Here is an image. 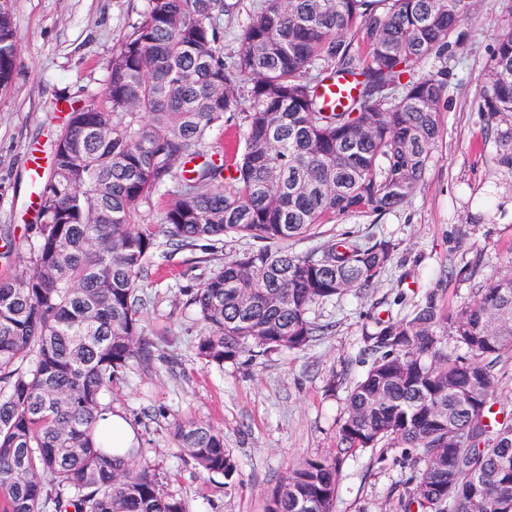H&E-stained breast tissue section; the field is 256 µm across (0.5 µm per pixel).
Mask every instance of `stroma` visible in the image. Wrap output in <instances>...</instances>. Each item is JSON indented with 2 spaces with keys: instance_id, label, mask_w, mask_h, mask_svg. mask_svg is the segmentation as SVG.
Listing matches in <instances>:
<instances>
[{
  "instance_id": "35a3bbf8",
  "label": "stroma",
  "mask_w": 512,
  "mask_h": 512,
  "mask_svg": "<svg viewBox=\"0 0 512 512\" xmlns=\"http://www.w3.org/2000/svg\"><path fill=\"white\" fill-rule=\"evenodd\" d=\"M20 38L15 76L0 90V269L16 275L29 257L36 210L34 164H47L70 103L101 94L112 54L144 15L147 0H10ZM512 0H473L448 55L441 137L425 177L407 204L383 215H343L326 235L382 237L398 245L388 269L365 294L345 292L313 307L324 335L301 353L284 351L244 365L216 367L194 352L204 330L187 291L251 240L225 238L221 251L181 246L159 236L138 297L142 325L157 360L133 367L102 396L136 427L164 492L188 512H264L290 466L336 454V431L351 387L368 368L360 354L371 318L408 313L435 294L455 307L490 282L512 275V171L499 166L481 94ZM475 262L469 280L451 268ZM195 419L224 433L239 480L225 488L184 458L171 440L175 419ZM408 472L376 464L371 450L347 454L334 512H402Z\"/></svg>"
}]
</instances>
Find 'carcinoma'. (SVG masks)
Returning <instances> with one entry per match:
<instances>
[{
    "label": "carcinoma",
    "instance_id": "cac0c4a2",
    "mask_svg": "<svg viewBox=\"0 0 512 512\" xmlns=\"http://www.w3.org/2000/svg\"><path fill=\"white\" fill-rule=\"evenodd\" d=\"M472 6L260 0L226 57L221 20L237 0H148L102 95L73 109L56 138L29 266L0 279V512H186L140 448L117 458L94 439L110 411L104 392L156 360L136 293L159 235L209 249L227 236L256 242L190 291L209 327L194 345L200 359L222 368L307 349L323 332L310 309L372 287L397 243L346 234L295 252L288 242L413 197L448 84L447 68L416 67L448 56ZM355 29L363 49L347 39ZM18 48L0 0L1 90ZM338 75L355 84L342 106L322 94ZM236 112L244 149L230 167L206 137ZM481 112L497 162L512 171V24L494 48ZM160 190L175 200L158 225L149 216ZM362 353L369 367L348 395L338 452L290 468L266 512H333L344 454L366 448L378 463L402 449V512H512V417L492 372L512 353V276L452 310L429 294L402 317L373 319ZM171 436L199 470L234 485L222 431L176 420Z\"/></svg>",
    "mask_w": 512,
    "mask_h": 512
}]
</instances>
